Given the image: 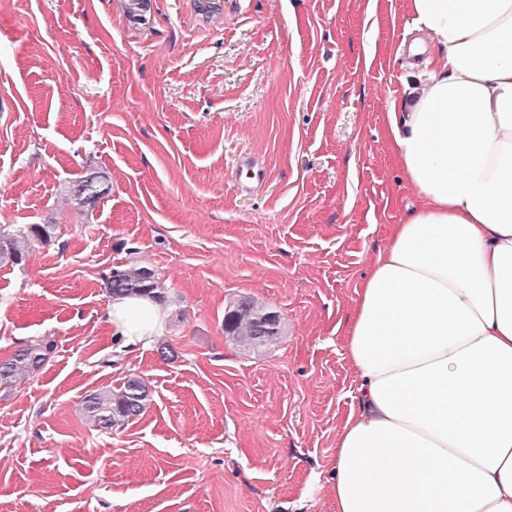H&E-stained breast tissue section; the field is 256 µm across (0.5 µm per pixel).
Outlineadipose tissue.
<instances>
[{"mask_svg": "<svg viewBox=\"0 0 512 512\" xmlns=\"http://www.w3.org/2000/svg\"><path fill=\"white\" fill-rule=\"evenodd\" d=\"M431 75L393 106L422 199L391 225L342 329L357 394L336 433L333 512H512V0H407ZM128 347L166 324L112 300Z\"/></svg>", "mask_w": 512, "mask_h": 512, "instance_id": "obj_1", "label": "adipose tissue"}]
</instances>
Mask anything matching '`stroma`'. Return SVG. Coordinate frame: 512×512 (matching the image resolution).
Returning a JSON list of instances; mask_svg holds the SVG:
<instances>
[{
    "label": "stroma",
    "mask_w": 512,
    "mask_h": 512,
    "mask_svg": "<svg viewBox=\"0 0 512 512\" xmlns=\"http://www.w3.org/2000/svg\"><path fill=\"white\" fill-rule=\"evenodd\" d=\"M124 2L0 0V230L54 227L0 267V358L52 346L0 387V512H332L313 478L356 387L336 327L421 204L386 133L428 78L396 52L406 0H150L139 23ZM93 174L110 190L84 207ZM133 265L168 317L130 349L103 282ZM246 296L280 315L276 346L225 337ZM131 376L146 411L89 424L83 398Z\"/></svg>",
    "instance_id": "obj_1"
}]
</instances>
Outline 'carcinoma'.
<instances>
[{
    "mask_svg": "<svg viewBox=\"0 0 512 512\" xmlns=\"http://www.w3.org/2000/svg\"><path fill=\"white\" fill-rule=\"evenodd\" d=\"M108 192L109 185L99 177H88L79 185V195L90 205ZM53 230L52 224H33L12 234L0 232V266L21 264L33 242H50ZM105 288L111 298L150 295L159 302L163 299L160 282L146 266L111 272L105 277ZM281 333L280 316L249 297L230 303L224 313V335L245 352L274 346ZM49 351L46 343H33L0 359V386L32 377L47 359ZM148 398L145 381L138 376H130L117 389L88 394L83 402V414L95 427L108 430L140 416L146 409Z\"/></svg>",
    "mask_w": 512,
    "mask_h": 512,
    "instance_id": "1",
    "label": "carcinoma"
}]
</instances>
